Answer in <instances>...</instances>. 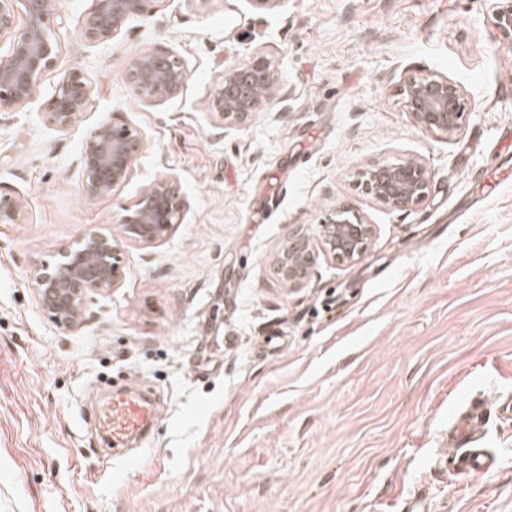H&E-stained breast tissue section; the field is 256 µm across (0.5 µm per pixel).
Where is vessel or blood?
Instances as JSON below:
<instances>
[{"label":"vessel or blood","instance_id":"obj_1","mask_svg":"<svg viewBox=\"0 0 512 512\" xmlns=\"http://www.w3.org/2000/svg\"><path fill=\"white\" fill-rule=\"evenodd\" d=\"M484 417L481 405L472 403L458 412L451 425L450 444L457 456L460 473L467 477L493 472L497 464L496 456L478 445ZM158 419L157 408L142 393L116 389L100 407L93 426L112 442V454L117 457L128 440L146 439Z\"/></svg>","mask_w":512,"mask_h":512}]
</instances>
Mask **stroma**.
<instances>
[{
  "label": "stroma",
  "mask_w": 512,
  "mask_h": 512,
  "mask_svg": "<svg viewBox=\"0 0 512 512\" xmlns=\"http://www.w3.org/2000/svg\"><path fill=\"white\" fill-rule=\"evenodd\" d=\"M61 47L36 97L0 112V190L26 213L0 224V512H512V49L489 0H158L151 17L88 43L91 0H59ZM169 50L183 94L141 100L130 60ZM262 52L293 90L214 138L225 67ZM81 71L91 107L65 133L42 120ZM447 77L465 114L418 129L400 89ZM120 118L145 147L126 184L79 189L87 134ZM416 157L427 199L390 211L356 169ZM188 203L153 243H123L121 276L77 330L40 308L36 266L112 228L161 174ZM379 231L362 258L317 252L304 287L272 257L336 206ZM117 387L145 393L159 428L115 460L91 425ZM483 403L498 469L466 479L448 421Z\"/></svg>",
  "instance_id": "obj_1"
}]
</instances>
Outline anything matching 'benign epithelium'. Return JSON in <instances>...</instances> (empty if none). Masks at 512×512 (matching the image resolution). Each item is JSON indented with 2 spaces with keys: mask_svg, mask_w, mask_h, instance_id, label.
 Segmentation results:
<instances>
[{
  "mask_svg": "<svg viewBox=\"0 0 512 512\" xmlns=\"http://www.w3.org/2000/svg\"><path fill=\"white\" fill-rule=\"evenodd\" d=\"M158 0H92L81 23L85 41L112 40L127 23L149 16ZM57 0H0V40L9 41L7 59H0V112L14 111L32 100L42 77L59 58L60 45L53 36ZM493 26L499 38L512 46V0H494ZM126 79L142 99L164 101L177 97L190 79L185 62L169 51L136 56ZM260 87L265 98L286 101L291 91L279 83L273 62L255 52L224 70L221 86L210 104L218 121L216 130L247 122L260 106L252 94ZM401 94L416 127L453 134L460 129L464 105L460 89L448 78L412 76ZM92 102V88L82 72L65 74L52 97L45 121L65 133ZM143 132L125 121L101 124L87 135L81 154L80 192L88 201L112 194L127 182L142 154ZM368 195L389 210L408 209L428 197L426 167L413 157L359 168L354 171ZM187 202L172 186L171 177L155 178L125 209L117 221L119 233L94 230L82 237L54 265L35 268L34 291L42 310L58 329L72 332L86 316L92 293L112 288L121 275L123 239L152 243L167 237L182 223ZM26 215L15 197L0 193V224H23ZM378 233L377 225L357 210L334 208L318 226L299 227L274 257V270L290 288H301L313 264L316 249L334 259L355 263Z\"/></svg>",
  "mask_w": 512,
  "mask_h": 512,
  "instance_id": "benign-epithelium-1",
  "label": "benign epithelium"
}]
</instances>
